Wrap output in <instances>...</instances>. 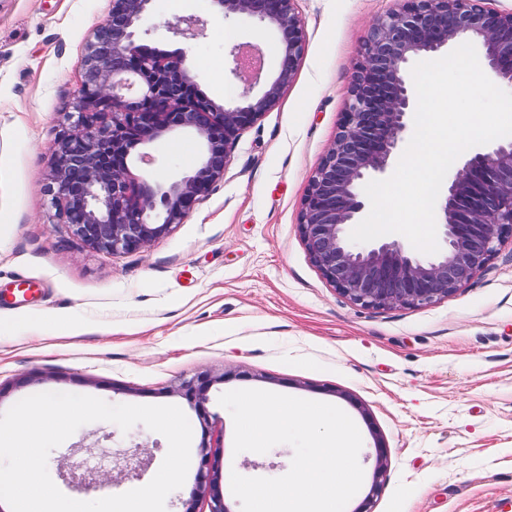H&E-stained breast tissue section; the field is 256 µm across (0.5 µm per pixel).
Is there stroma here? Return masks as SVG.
Segmentation results:
<instances>
[{
    "label": "stroma",
    "mask_w": 512,
    "mask_h": 512,
    "mask_svg": "<svg viewBox=\"0 0 512 512\" xmlns=\"http://www.w3.org/2000/svg\"><path fill=\"white\" fill-rule=\"evenodd\" d=\"M396 6L297 0L307 47L278 106L239 136L223 179L183 224L144 251L108 256L70 235L45 186L86 42L111 0H0V317L13 325L0 337V413L43 392L175 405L192 447L207 446L219 469L276 478L292 447L234 453L219 403L230 390H266L333 404L355 422L364 478L345 512H512V245L448 300L372 309L323 278L299 233L368 28ZM189 13L205 25L185 45L167 25ZM142 26L157 50L186 52L198 93L218 103L237 94L234 45L258 43L264 75L277 70L272 34L205 0H157ZM148 151L155 164L131 175L153 185L201 157L187 133ZM44 321L59 331L45 335ZM202 373L213 382L199 407L175 388ZM380 441L388 466L377 481ZM167 450L144 425L96 421L54 448L47 469L63 494L92 501L149 483Z\"/></svg>",
    "instance_id": "stroma-1"
}]
</instances>
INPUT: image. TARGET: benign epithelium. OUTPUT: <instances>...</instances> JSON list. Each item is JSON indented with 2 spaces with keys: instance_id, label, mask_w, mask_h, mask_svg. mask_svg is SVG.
Segmentation results:
<instances>
[{
  "instance_id": "obj_1",
  "label": "benign epithelium",
  "mask_w": 512,
  "mask_h": 512,
  "mask_svg": "<svg viewBox=\"0 0 512 512\" xmlns=\"http://www.w3.org/2000/svg\"><path fill=\"white\" fill-rule=\"evenodd\" d=\"M155 0H112L106 18L86 44L78 96L66 113L46 187L51 205L71 234L109 255L140 252L183 223L212 186L224 178L240 134L279 103L307 44L296 0H207L224 17L245 16L273 34L279 49L276 73L261 81L262 51L235 46L232 75L237 100L218 104L196 95L195 76L182 53H160L144 43L143 17ZM485 0H399L378 17L354 66L348 99L335 139L312 175L299 214L311 262L335 290L367 308H421L466 287L512 241V141L468 159L448 180L440 204L444 248L422 260L396 239L368 248L351 246L344 226L360 220V186L389 173L412 129L417 94L411 62L443 53L465 38L482 41L483 60L512 86V11ZM194 14L169 26L190 42L202 31ZM264 83L256 93L254 88ZM187 131L201 144V161L169 184H133L130 163L154 162L134 154L172 132ZM211 378L183 382L178 392L199 403ZM387 466L376 446L372 492ZM217 480L207 446L199 449L196 490L185 512H196L198 492Z\"/></svg>"
}]
</instances>
